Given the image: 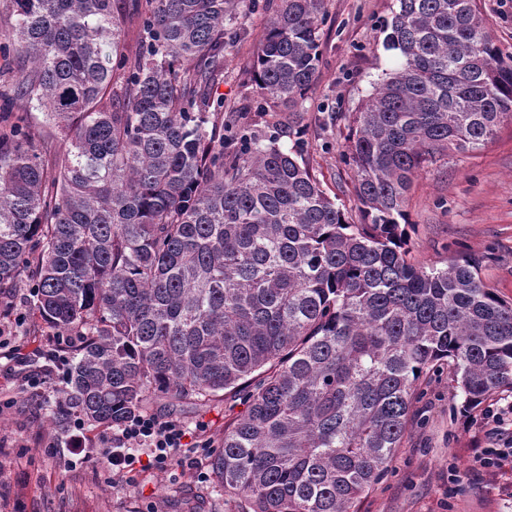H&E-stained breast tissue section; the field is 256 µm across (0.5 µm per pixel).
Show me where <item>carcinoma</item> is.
Segmentation results:
<instances>
[{
  "label": "carcinoma",
  "instance_id": "cac0c4a2",
  "mask_svg": "<svg viewBox=\"0 0 512 512\" xmlns=\"http://www.w3.org/2000/svg\"><path fill=\"white\" fill-rule=\"evenodd\" d=\"M7 2L21 67L0 93V290L32 278V311L84 337L54 427L230 393L246 409L209 456L224 495L244 512H354L389 473L422 375L449 369L465 412L512 391V303L471 256L412 263L401 228L422 168L512 119V56L475 0H397L383 47L398 65L345 153L361 224L210 96L243 39L240 0ZM262 9L252 82L291 136L325 0ZM18 102L64 152L36 141Z\"/></svg>",
  "mask_w": 512,
  "mask_h": 512
}]
</instances>
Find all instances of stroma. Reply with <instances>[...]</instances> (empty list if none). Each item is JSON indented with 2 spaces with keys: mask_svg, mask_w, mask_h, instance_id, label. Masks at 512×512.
Listing matches in <instances>:
<instances>
[{
  "mask_svg": "<svg viewBox=\"0 0 512 512\" xmlns=\"http://www.w3.org/2000/svg\"><path fill=\"white\" fill-rule=\"evenodd\" d=\"M477 5L501 52L512 55V0ZM396 7V0H326L319 72L298 117L303 134L278 140L300 151L326 194L354 222L360 204L343 151L352 113L395 64L382 42L384 23ZM265 25V11L248 13V35L228 54L212 95L225 108L245 112L249 124L269 135L271 118L253 107L248 78ZM407 211L414 261L444 268L460 255L476 257L483 281L512 303V122L501 125L481 150L452 151L421 170ZM49 332L33 313L21 325L0 318V338L8 342L0 348V400L12 403L0 416V512H239L237 502L214 483H198L185 465H173L160 479L145 472L135 484L122 485L102 464L75 462L67 433L49 422L55 401H36L22 389L23 377L42 369L37 350ZM13 345L26 355L25 364L11 358ZM419 391L417 422L409 426L390 473L357 501L355 512H512V468L480 476L469 472L475 450L485 444L478 411H462V397L447 375L424 377ZM144 409L189 427L206 424L205 438L216 443L244 407L227 395L152 396ZM452 464L464 473L455 489L448 482Z\"/></svg>",
  "mask_w": 512,
  "mask_h": 512,
  "instance_id": "1",
  "label": "stroma"
}]
</instances>
